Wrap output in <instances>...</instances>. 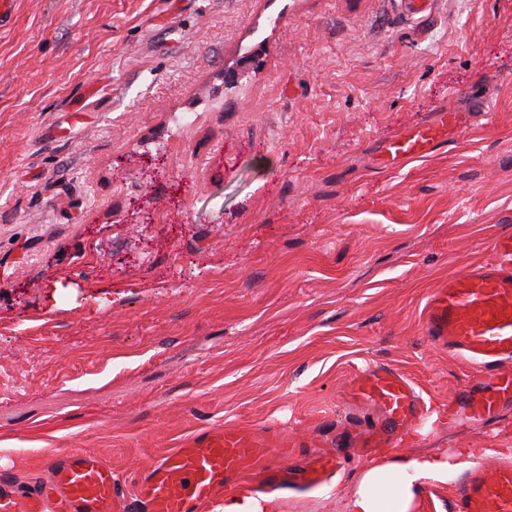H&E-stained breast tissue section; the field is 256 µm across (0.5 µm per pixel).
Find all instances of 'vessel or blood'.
<instances>
[{"mask_svg": "<svg viewBox=\"0 0 512 512\" xmlns=\"http://www.w3.org/2000/svg\"><path fill=\"white\" fill-rule=\"evenodd\" d=\"M467 112H441L434 119L383 145L387 164L413 162L445 144L450 132L471 122ZM426 336L449 354L471 363L475 380L449 404L450 420H484L512 406V230L495 234L490 256L449 278L429 295L422 313ZM354 402L375 406L387 426L367 432L371 447L398 448L419 435L417 421L432 417L434 408L418 385L399 368L377 364L353 381ZM287 448V439H273L232 424L213 426L185 437L147 467L134 492L145 512H211L226 491L241 496L253 489L239 476L245 463H266L274 479L318 489L336 471L332 454L318 456L298 469L271 463L273 447ZM47 481L22 496L20 512H127L122 480L111 466L86 451L56 454ZM453 512H512V464L493 463L472 470L457 483Z\"/></svg>", "mask_w": 512, "mask_h": 512, "instance_id": "1", "label": "vessel or blood"}]
</instances>
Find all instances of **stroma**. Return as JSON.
Here are the masks:
<instances>
[{
  "instance_id": "obj_1",
  "label": "stroma",
  "mask_w": 512,
  "mask_h": 512,
  "mask_svg": "<svg viewBox=\"0 0 512 512\" xmlns=\"http://www.w3.org/2000/svg\"><path fill=\"white\" fill-rule=\"evenodd\" d=\"M492 103L429 157L380 147ZM512 223V0H13L0 21V472L55 452L132 479L224 422L335 455L329 486L246 469L280 512H343L401 368L441 407L474 371L429 294ZM512 448V407L408 453Z\"/></svg>"
}]
</instances>
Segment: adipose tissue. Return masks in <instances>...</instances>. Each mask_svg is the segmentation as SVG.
Returning a JSON list of instances; mask_svg holds the SVG:
<instances>
[{
	"mask_svg": "<svg viewBox=\"0 0 512 512\" xmlns=\"http://www.w3.org/2000/svg\"><path fill=\"white\" fill-rule=\"evenodd\" d=\"M469 449L455 456L398 453L387 448L363 462L345 512H420L425 482H447L451 473L473 466Z\"/></svg>",
	"mask_w": 512,
	"mask_h": 512,
	"instance_id": "ef3b65f1",
	"label": "adipose tissue"
}]
</instances>
